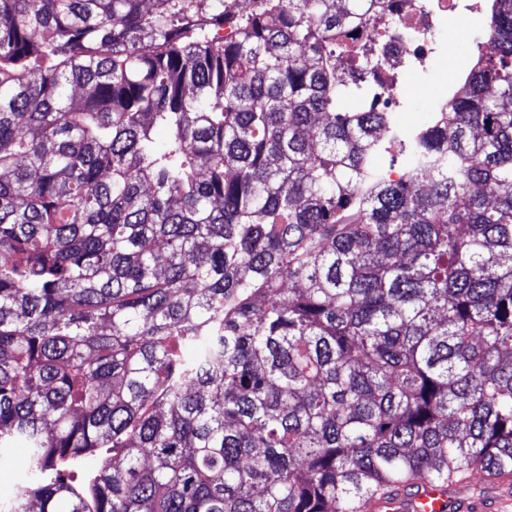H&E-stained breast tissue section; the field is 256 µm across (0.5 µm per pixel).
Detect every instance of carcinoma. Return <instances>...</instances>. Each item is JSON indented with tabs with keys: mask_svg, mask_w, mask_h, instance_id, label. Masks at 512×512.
<instances>
[{
	"mask_svg": "<svg viewBox=\"0 0 512 512\" xmlns=\"http://www.w3.org/2000/svg\"><path fill=\"white\" fill-rule=\"evenodd\" d=\"M225 2L0 0V512L512 480V0L408 141L379 0ZM25 472L18 466L0 467V501L6 502L12 497L18 486L23 483Z\"/></svg>",
	"mask_w": 512,
	"mask_h": 512,
	"instance_id": "1",
	"label": "carcinoma"
}]
</instances>
